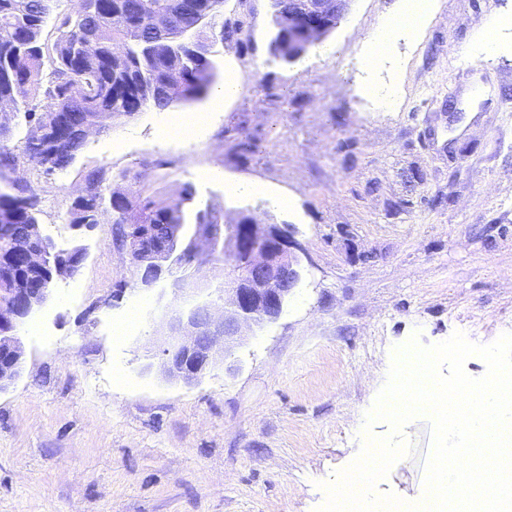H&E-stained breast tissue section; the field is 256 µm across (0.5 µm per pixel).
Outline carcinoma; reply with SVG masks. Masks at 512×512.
<instances>
[{
	"instance_id": "1",
	"label": "carcinoma",
	"mask_w": 512,
	"mask_h": 512,
	"mask_svg": "<svg viewBox=\"0 0 512 512\" xmlns=\"http://www.w3.org/2000/svg\"><path fill=\"white\" fill-rule=\"evenodd\" d=\"M53 0H0V115L24 114L29 130L22 145L0 143V169L15 170L20 160L48 174L66 169L85 140L68 134L71 126H111L112 121L152 108L165 111L196 102L212 89L216 65L212 48L231 42L237 28L224 20V0H74L56 18V39L42 42ZM290 0H273L272 56L290 63L302 57L288 49ZM105 174L92 170L85 183L92 195L72 198V224H112L113 238L129 225L148 224L156 236L190 263L192 244L180 246L185 210L194 199L189 186L168 203L128 187L104 197ZM17 193L0 191V291L50 288L36 269L17 266L32 239L54 243L40 232L39 197L24 179ZM195 223L224 236L225 224L208 210Z\"/></svg>"
}]
</instances>
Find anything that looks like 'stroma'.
<instances>
[{"label":"stroma","instance_id":"1","mask_svg":"<svg viewBox=\"0 0 512 512\" xmlns=\"http://www.w3.org/2000/svg\"><path fill=\"white\" fill-rule=\"evenodd\" d=\"M399 6L352 0L287 64L269 53L272 0H224L239 32L214 48L216 81L233 75L241 89L223 111L208 98L143 110L90 135L66 170L33 177L43 235L89 254L19 330L23 371L0 393V512H317L363 447L359 423L396 347L512 333V0H431L418 32L362 68L363 37ZM492 20L498 52L464 56ZM391 85L396 106L379 111L364 89ZM206 111L183 138L177 121ZM96 169L108 192L136 177L166 202L188 185L191 211L293 225L302 280L280 317L232 350L233 371L192 385L162 374L172 288L136 286L111 225L79 236L69 224ZM252 181L293 206L230 190ZM402 435L411 452L375 491L414 503L430 418Z\"/></svg>","mask_w":512,"mask_h":512}]
</instances>
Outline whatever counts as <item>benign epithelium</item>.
Returning a JSON list of instances; mask_svg holds the SVG:
<instances>
[{
  "label": "benign epithelium",
  "mask_w": 512,
  "mask_h": 512,
  "mask_svg": "<svg viewBox=\"0 0 512 512\" xmlns=\"http://www.w3.org/2000/svg\"><path fill=\"white\" fill-rule=\"evenodd\" d=\"M350 2L292 0L288 43L306 48L315 45L320 34L329 28L331 14L343 16ZM196 245L194 259H201L199 246L204 245L210 253L222 249L229 263L224 267V287L217 289V294L191 289L189 299L171 310L166 320V338L159 348L161 371L166 377L188 385L220 364L225 370H232V366L226 365L231 349L253 328L279 318L303 276L297 254L301 247L293 239L288 224H235L220 246L203 230L196 237ZM119 246L127 252L140 288L152 289L170 278L173 285H179L180 280L172 273V254L159 251L143 256L131 237L120 241ZM24 262L55 270L61 277L73 269L63 256L50 262L48 252L37 245L24 250ZM51 294L52 289L42 288L27 303L0 300V326L10 331V335L0 336V347L11 359L7 371L0 372V392L10 388L22 373L24 350L18 330L46 304Z\"/></svg>",
  "instance_id": "benign-epithelium-1"
}]
</instances>
